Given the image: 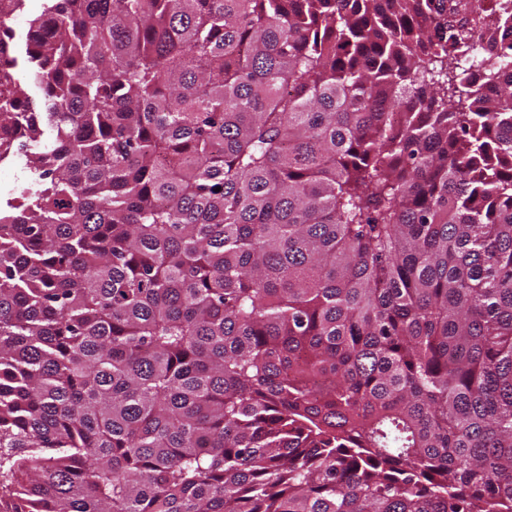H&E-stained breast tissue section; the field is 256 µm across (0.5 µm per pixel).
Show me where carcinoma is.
Segmentation results:
<instances>
[{"label":"carcinoma","instance_id":"1","mask_svg":"<svg viewBox=\"0 0 512 512\" xmlns=\"http://www.w3.org/2000/svg\"><path fill=\"white\" fill-rule=\"evenodd\" d=\"M8 18L0 512H512L511 20ZM457 55L467 69V77L470 81L475 82L476 85L484 87L482 73L480 70L481 52L475 42L466 41L459 45ZM6 167L8 170L2 169L0 172V199L1 203H5L3 199L9 197L11 190L24 184L27 181V172L23 169L20 159H9L3 162L2 168Z\"/></svg>","mask_w":512,"mask_h":512}]
</instances>
